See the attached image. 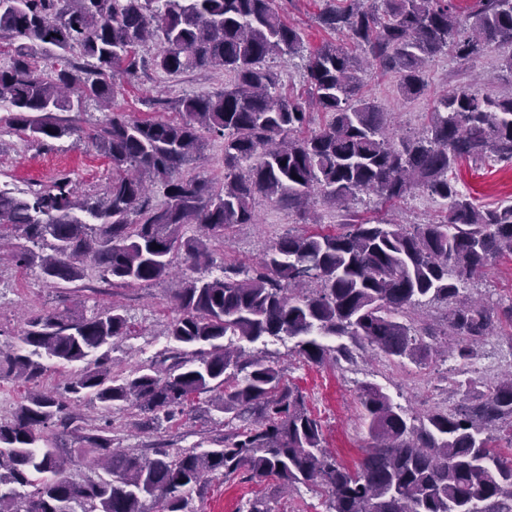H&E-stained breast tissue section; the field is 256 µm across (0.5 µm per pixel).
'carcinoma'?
<instances>
[{
  "mask_svg": "<svg viewBox=\"0 0 512 512\" xmlns=\"http://www.w3.org/2000/svg\"><path fill=\"white\" fill-rule=\"evenodd\" d=\"M272 2L0 0V36L13 46L0 67V102L32 140L81 138L76 119L59 113L109 103L115 65L135 75L151 36L162 43L153 65L169 75L218 68L236 76L230 88L177 100L179 123L106 116L89 138L116 175L94 202L79 201L66 178L27 198L0 190V239L9 228L48 246L39 267L54 283L80 281L90 265L114 288L149 285L183 255L191 275L173 293L168 336L193 348L190 359L125 374L112 360L116 340L129 334L121 307L29 318L20 344L0 350V377L31 386L0 419V512H76L84 503L90 512H190L192 493L215 473L279 488L317 484L328 493L326 512H512V457L500 448L504 434L512 446V371L485 392L473 378L455 381L459 403L434 408L417 425L381 387L363 385L371 443L352 471L324 448L320 421L277 364L221 343L288 336L313 365L351 363L355 347L419 365L443 337L466 374L474 347L512 326V304L468 299L460 287L512 255V203L481 209L455 176L463 160L512 163V93L454 88L436 100L421 133L400 137L389 113L359 96L362 60L397 73L406 98L425 93L429 62L448 50L468 60L507 45L499 68L512 77V0H476L465 15L455 0H325L319 25L359 54L334 42L310 54L305 100L275 94L277 76L265 67L272 56L303 50ZM33 46L56 51L59 67L40 70ZM76 48L82 64L69 57ZM312 107L328 120L299 137ZM207 134L224 140L222 184L185 173ZM151 183L166 191L160 208L149 203ZM316 190L339 206V231L283 236L256 267L192 276L213 262L212 244L234 225L255 223V196L303 213ZM417 191L447 201L444 221L366 220L354 209L361 193L389 202ZM186 224L201 235L184 236ZM433 302L445 306L442 322L416 323L411 313ZM319 336H347L353 347L325 346ZM52 363L81 365L65 386L73 402L105 410L128 403L171 419L211 392L230 430L215 448H157L151 457L114 448L110 424L87 433L69 400L36 390ZM77 433L103 452L105 475L83 483L65 476L58 440ZM148 498L157 510L145 507Z\"/></svg>",
  "mask_w": 512,
  "mask_h": 512,
  "instance_id": "1",
  "label": "carcinoma"
}]
</instances>
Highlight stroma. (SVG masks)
Wrapping results in <instances>:
<instances>
[{
	"mask_svg": "<svg viewBox=\"0 0 512 512\" xmlns=\"http://www.w3.org/2000/svg\"><path fill=\"white\" fill-rule=\"evenodd\" d=\"M324 2L275 0L276 10L285 22L298 29L304 44L303 52L298 55L268 59V66L279 76V92H305L309 54L332 38L331 33L317 23ZM159 48L156 40L140 48L143 63L134 78L119 79L111 103L114 111L141 120L177 121L181 115L173 108V101L220 91L234 81L232 74L211 69L165 74L152 64ZM498 59L495 52L468 61L459 60L449 52L439 55L427 67V93L415 100L400 97L397 74L382 75L369 67L361 74V93L391 114L397 132H419L428 123L434 100L448 89L471 87L492 96L506 92L512 82L499 72ZM158 99L168 101V108L155 107ZM103 115V110L95 103H87L78 115L84 140L65 137L38 142L16 132L11 125V110L0 105V188L22 196L34 188L51 187L58 178L65 176L79 194L94 199L101 197L112 177V165L91 145L87 135ZM458 185L482 207L512 201V166L464 163ZM356 208L369 219L394 218L406 224L436 221L447 211L443 200L424 192L414 193L394 205L375 195L364 194ZM254 210L255 223L236 225L227 232L225 242L213 244V263L204 270V277L220 275L227 265H255L266 248L281 236L316 230L332 233L337 231L340 221L336 209L321 201L316 204L319 223L315 226L304 223L295 211L262 197L255 199ZM179 284L178 275L173 274L146 288H113L90 270L79 286L63 288L47 282L38 267L20 268L11 261H2L0 349L6 351L18 345L20 331L31 315L74 305L92 314L116 302L122 305L130 325L129 335L119 341L114 353L117 369L127 371L141 363L169 359L178 352L190 356V349H179L167 334L168 323L174 315L171 294ZM464 288L469 295L489 297L503 305L512 303V257L506 255L497 259L481 277L465 281ZM237 346L247 354L262 356L283 367L287 382L299 388L308 409L320 420L327 451L352 470L363 461L370 444L358 398L363 384L380 386L414 419L422 418L434 407L452 406L459 401L453 381L461 363L437 350L420 366H401L359 349L354 362L338 365L329 362L318 367L293 354L294 341L287 337L253 343L241 339ZM469 367L479 388L493 385L502 372L512 368V345L502 337H488ZM79 412L86 427L111 423L115 445L132 447L146 454L155 448H208L222 440L225 433L224 416L213 410L207 394L196 398L185 414L160 421L148 431L136 427V411L125 404L105 411L84 403ZM267 493L263 485L237 478L227 480L216 474L193 493L190 507L192 512H237L249 499ZM326 501L327 494L322 487L301 484L277 494L270 506L272 512H326Z\"/></svg>",
	"mask_w": 512,
	"mask_h": 512,
	"instance_id": "1",
	"label": "stroma"
}]
</instances>
